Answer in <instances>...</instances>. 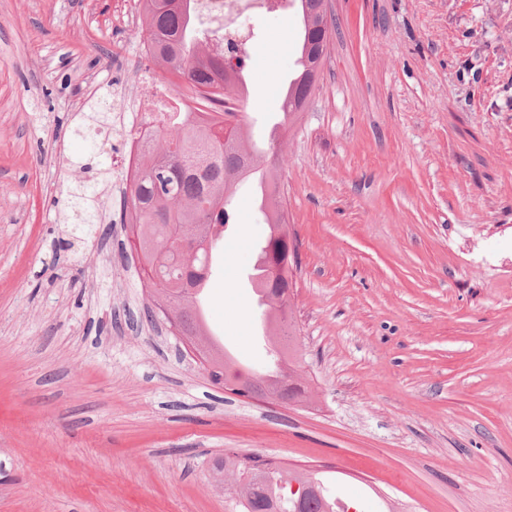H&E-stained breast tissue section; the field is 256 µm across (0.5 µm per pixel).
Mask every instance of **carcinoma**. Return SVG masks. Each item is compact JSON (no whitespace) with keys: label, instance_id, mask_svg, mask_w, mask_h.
Returning <instances> with one entry per match:
<instances>
[{"label":"carcinoma","instance_id":"1","mask_svg":"<svg viewBox=\"0 0 512 512\" xmlns=\"http://www.w3.org/2000/svg\"><path fill=\"white\" fill-rule=\"evenodd\" d=\"M186 8L162 11L156 0L147 5L140 31L142 43L158 49V63L179 81L197 90L196 103L213 111H222L231 97V85L240 84L236 71L232 84H224V57L208 51L200 29L196 0H184ZM300 3L304 33L288 82L283 117L300 111L311 96L315 83L310 72L323 66L332 24L327 18V0H297ZM195 113L181 112L170 126L162 145L147 147L151 163L141 168L130 187L131 219L139 226L141 249L150 275L147 287L153 291L157 309H146L147 317L173 307L177 311L178 333L189 340L202 359L216 373L226 375L231 358L217 347L197 311V289L208 280L218 242L224 228L231 225L233 208L227 200L234 196L235 185L251 175L257 160L253 151L244 149L235 136L224 140V125L213 122L199 125ZM96 189L82 185L70 193V203L83 210L84 223L98 224ZM268 233L264 242V262H273L274 278L262 279L267 294L265 337L276 352L279 373L274 378L256 375L252 385L262 392L276 394L285 403L307 400V391L298 372L296 337L285 334L289 283V261L295 249L288 241L287 224L281 201L266 192ZM180 230L183 239L200 240L206 246L193 254L168 247L169 227ZM249 457H226L217 462L220 475H231L239 487L233 498V512H329L321 484L309 472L273 461L248 464Z\"/></svg>","mask_w":512,"mask_h":512}]
</instances>
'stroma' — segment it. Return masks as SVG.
<instances>
[{
    "label": "stroma",
    "instance_id": "stroma-1",
    "mask_svg": "<svg viewBox=\"0 0 512 512\" xmlns=\"http://www.w3.org/2000/svg\"><path fill=\"white\" fill-rule=\"evenodd\" d=\"M316 88L274 112L296 8L254 18L240 104L286 192L306 403L213 385L152 298L118 164L134 0H0V512H228L214 462L369 481L398 512H512V0H331ZM97 187L101 223L70 190ZM213 329L258 372L246 184Z\"/></svg>",
    "mask_w": 512,
    "mask_h": 512
}]
</instances>
